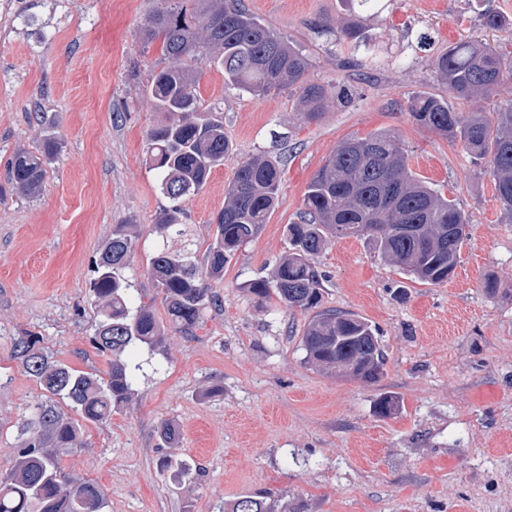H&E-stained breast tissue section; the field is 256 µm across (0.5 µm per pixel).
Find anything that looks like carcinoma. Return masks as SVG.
Wrapping results in <instances>:
<instances>
[{"label": "carcinoma", "instance_id": "cac0c4a2", "mask_svg": "<svg viewBox=\"0 0 512 512\" xmlns=\"http://www.w3.org/2000/svg\"><path fill=\"white\" fill-rule=\"evenodd\" d=\"M142 52L160 42L167 60L146 87L154 109L166 121L146 134L145 154L158 172L170 205L160 215L159 243L148 274L162 295L167 322L145 305H134L126 276L134 252L128 225L118 224L92 262L90 280L97 308L94 348L107 365L104 373L84 372L50 359L37 336H23L14 355L24 371L50 395L29 407L21 425L14 464L0 474V512H107L108 497L98 484L63 473L61 452L80 444V427L58 403L85 422L103 423L134 394L135 371L127 351L141 344L166 348L168 330L193 335L204 313L219 305L212 282L224 264L261 232L274 210L281 185L280 161L257 155L241 163L227 188L216 230L198 258L183 204L224 164L231 144L223 115L202 109L193 63L207 59L224 73V82L254 97L289 89L296 94L301 119L322 120L330 94L309 73L304 50L251 13L242 0H159L138 32ZM448 96L469 101L512 79V59L476 40L457 42L431 63ZM414 121L458 143L475 160H485L496 199L512 223V103L488 116L458 112L440 96L418 95L408 102ZM47 136L37 151L15 153L7 181L21 193H36L46 165L57 151ZM467 213L417 178L399 143L376 132L342 142L319 168L303 198L300 220L286 225L291 249L272 280L249 284L258 297L275 294L289 309L313 312L301 338L307 361L338 376L375 382L384 374L385 352L367 320L348 312L320 309L322 274L314 258L332 239L365 237L386 261L418 281L447 282L467 239ZM161 469L182 478L197 475L191 465L168 457ZM230 512H288V500L242 495Z\"/></svg>", "mask_w": 512, "mask_h": 512}]
</instances>
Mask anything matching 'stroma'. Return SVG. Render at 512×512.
Segmentation results:
<instances>
[{
	"label": "stroma",
	"instance_id": "stroma-1",
	"mask_svg": "<svg viewBox=\"0 0 512 512\" xmlns=\"http://www.w3.org/2000/svg\"><path fill=\"white\" fill-rule=\"evenodd\" d=\"M244 4L306 50L314 80L333 92L328 110L303 123L289 92L259 99L199 62L200 102L223 113L232 149L184 204L198 253L243 161L280 158L278 203L214 282L222 306L193 336L173 335L157 353L131 349L134 396L106 423L83 426L81 446L61 457L64 472L101 485L108 512H224L245 494L286 497L292 512H512V223L485 164L406 110L413 96H445L430 63L450 44H512V29L482 24L488 12L512 16V0ZM157 5L0 0V181L12 156L36 150L45 132L61 142L36 195L0 188L2 474L25 411L44 395L13 358L15 342L33 334L53 359L105 367L89 342L90 259L115 225L135 238L134 302L165 313L147 268L169 201L144 152L161 115L143 95L162 55L160 44L144 53L136 41ZM349 24L358 38L344 35ZM374 56L380 67H362ZM380 131L470 224L454 276L440 285L414 281L359 238L331 240L316 256L322 307L356 314L380 334L385 371L369 383L308 364L309 313L248 285L271 278L288 252L285 226L337 145ZM164 420L180 432L170 447L158 435ZM164 455L201 468L200 483L160 471Z\"/></svg>",
	"mask_w": 512,
	"mask_h": 512
}]
</instances>
